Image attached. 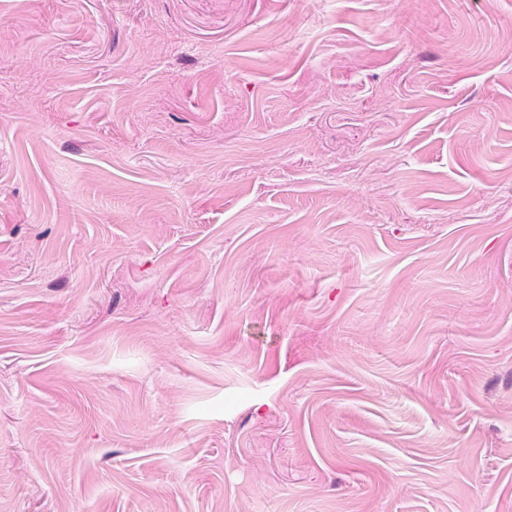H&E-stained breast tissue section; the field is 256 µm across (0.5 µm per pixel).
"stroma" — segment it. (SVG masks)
<instances>
[{"label": "stroma", "instance_id": "1", "mask_svg": "<svg viewBox=\"0 0 512 512\" xmlns=\"http://www.w3.org/2000/svg\"><path fill=\"white\" fill-rule=\"evenodd\" d=\"M0 512H512V0H0Z\"/></svg>", "mask_w": 512, "mask_h": 512}]
</instances>
